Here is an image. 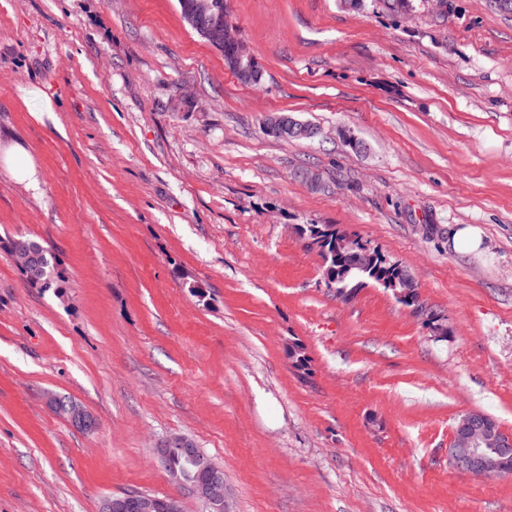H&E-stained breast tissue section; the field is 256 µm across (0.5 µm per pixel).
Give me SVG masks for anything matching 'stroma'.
<instances>
[{
	"mask_svg": "<svg viewBox=\"0 0 512 512\" xmlns=\"http://www.w3.org/2000/svg\"><path fill=\"white\" fill-rule=\"evenodd\" d=\"M413 5L227 0L250 87L178 0H0V512H204L157 461L172 436L223 468L229 512H512V476L448 462L464 414L512 436V12ZM273 113L321 134L266 135ZM301 224L409 270L447 337L386 288L339 298ZM459 224L482 250L451 248ZM13 258L16 263H19L20 265L24 266V270L29 280L35 282H37L38 277L41 276V273L43 272V266L47 264L45 259L37 254L22 253L18 251L14 254ZM53 271L54 268L51 265V262L48 258V264L46 267L45 274L42 278V282H39L38 284H40L44 288H50L53 282L55 281L53 277ZM102 512H184L181 502L172 497L132 492L105 499Z\"/></svg>",
	"mask_w": 512,
	"mask_h": 512,
	"instance_id": "stroma-1",
	"label": "stroma"
}]
</instances>
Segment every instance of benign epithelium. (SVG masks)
I'll return each instance as SVG.
<instances>
[{
    "instance_id": "1",
    "label": "benign epithelium",
    "mask_w": 512,
    "mask_h": 512,
    "mask_svg": "<svg viewBox=\"0 0 512 512\" xmlns=\"http://www.w3.org/2000/svg\"><path fill=\"white\" fill-rule=\"evenodd\" d=\"M189 24L201 29L207 42L223 49L231 41L237 53L231 72L241 81L249 80L255 61L236 29L224 18L220 0H197L187 15ZM266 130L286 136H313L316 131L287 115H273L267 119ZM15 262L24 266L31 281L38 280L46 265L37 254L16 252ZM72 423L85 430L96 428L94 417L82 406L75 404L64 411ZM160 465L176 480L190 485L197 498L206 505V512H228L224 469L195 447L189 439L174 436L157 448ZM448 459L455 467L472 475L508 476L512 474V437L504 434L497 423L482 414L468 413L459 418ZM102 512H184L181 502L172 497L132 492L105 499Z\"/></svg>"
}]
</instances>
